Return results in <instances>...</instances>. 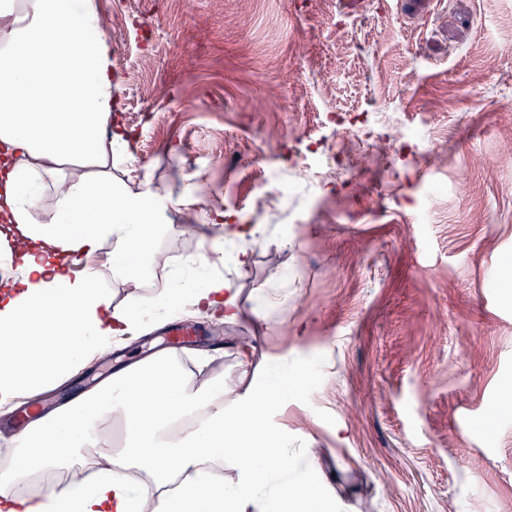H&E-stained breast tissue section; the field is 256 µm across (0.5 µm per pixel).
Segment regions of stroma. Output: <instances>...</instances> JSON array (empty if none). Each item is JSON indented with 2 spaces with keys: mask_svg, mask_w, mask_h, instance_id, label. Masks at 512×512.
Instances as JSON below:
<instances>
[{
  "mask_svg": "<svg viewBox=\"0 0 512 512\" xmlns=\"http://www.w3.org/2000/svg\"><path fill=\"white\" fill-rule=\"evenodd\" d=\"M119 45L115 118L128 167L169 210L149 286L88 265L115 304L150 308L180 259L210 257L184 224L221 211L262 225L229 268L244 306L207 322L196 382L227 399L288 369L303 386L264 425L320 487L319 512H512V0H97ZM447 99V109L437 108ZM390 140L352 146L351 125ZM353 171L293 185L308 144ZM286 189L271 217L259 174ZM175 310L26 401L40 411L120 363L168 348Z\"/></svg>",
  "mask_w": 512,
  "mask_h": 512,
  "instance_id": "stroma-1",
  "label": "stroma"
}]
</instances>
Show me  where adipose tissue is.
<instances>
[{
  "mask_svg": "<svg viewBox=\"0 0 512 512\" xmlns=\"http://www.w3.org/2000/svg\"><path fill=\"white\" fill-rule=\"evenodd\" d=\"M120 82L96 0H0V239L15 242L17 269L0 290L1 411L184 302L227 324L243 314L238 289L202 257L167 279L147 313L113 304L75 271L105 253L113 274L144 278L169 209L195 202L189 189L163 197L148 180L113 179L114 162L131 155L128 135L112 127ZM83 160L96 177L66 178L43 210L46 177ZM300 383L281 371L228 406L223 380L196 384L175 351L116 367L76 402L29 420L0 472V512H143L149 499L153 512H303L308 483L264 428L266 406ZM110 420L124 424L121 446L89 449ZM88 456L92 483L53 479ZM226 466L236 479L217 476ZM38 474L46 478L39 493L18 491L20 479Z\"/></svg>",
  "mask_w": 512,
  "mask_h": 512,
  "instance_id": "obj_1",
  "label": "adipose tissue"
}]
</instances>
